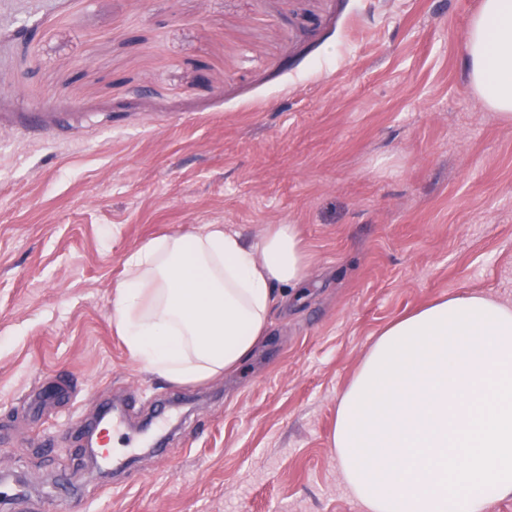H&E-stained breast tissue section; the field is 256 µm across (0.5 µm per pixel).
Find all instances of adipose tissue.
I'll return each mask as SVG.
<instances>
[{"label":"adipose tissue","instance_id":"ef3b65f1","mask_svg":"<svg viewBox=\"0 0 512 512\" xmlns=\"http://www.w3.org/2000/svg\"><path fill=\"white\" fill-rule=\"evenodd\" d=\"M465 43L473 91L512 120V0H481ZM124 265L112 323L129 356L190 384L240 368L311 256L294 224L256 243L204 224ZM333 446L365 512H484L512 496V307L448 295L384 327L338 401Z\"/></svg>","mask_w":512,"mask_h":512}]
</instances>
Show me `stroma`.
Wrapping results in <instances>:
<instances>
[{
  "label": "stroma",
  "mask_w": 512,
  "mask_h": 512,
  "mask_svg": "<svg viewBox=\"0 0 512 512\" xmlns=\"http://www.w3.org/2000/svg\"><path fill=\"white\" fill-rule=\"evenodd\" d=\"M480 0H0L1 512H361L336 405L428 301L512 305V121L473 93ZM298 225L307 284L228 376L112 323L129 251ZM122 404L106 476L82 435Z\"/></svg>",
  "instance_id": "35a3bbf8"
}]
</instances>
